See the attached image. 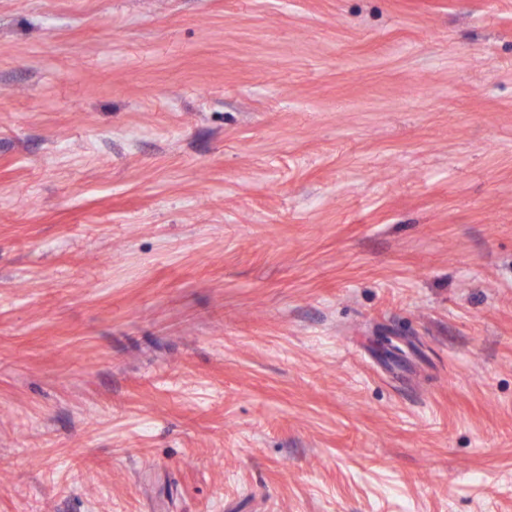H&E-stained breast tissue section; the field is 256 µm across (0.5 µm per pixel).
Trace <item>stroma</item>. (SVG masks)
I'll list each match as a JSON object with an SVG mask.
<instances>
[{
  "label": "stroma",
  "mask_w": 512,
  "mask_h": 512,
  "mask_svg": "<svg viewBox=\"0 0 512 512\" xmlns=\"http://www.w3.org/2000/svg\"><path fill=\"white\" fill-rule=\"evenodd\" d=\"M0 512H512V0H0Z\"/></svg>",
  "instance_id": "1"
}]
</instances>
